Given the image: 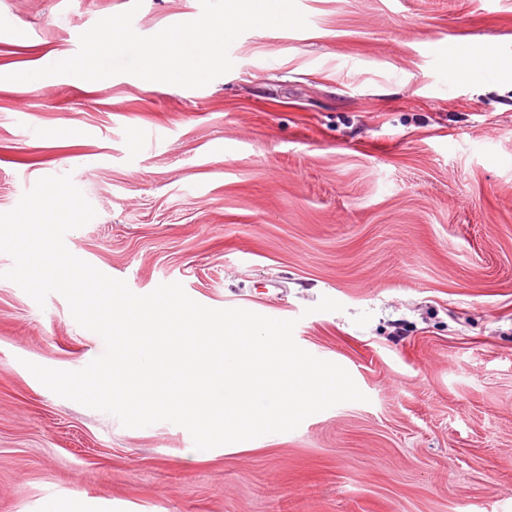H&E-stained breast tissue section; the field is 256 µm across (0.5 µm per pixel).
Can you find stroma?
I'll list each match as a JSON object with an SVG mask.
<instances>
[{"mask_svg":"<svg viewBox=\"0 0 512 512\" xmlns=\"http://www.w3.org/2000/svg\"><path fill=\"white\" fill-rule=\"evenodd\" d=\"M132 0H0V212L71 174L69 251L144 295L293 319L365 394L235 452L128 428L26 362L102 338L0 277V512H512V0H297L200 88L121 74L9 82L73 56ZM143 0L142 36L199 17ZM494 49L460 80L457 48ZM343 306L313 312L321 297Z\"/></svg>","mask_w":512,"mask_h":512,"instance_id":"obj_1","label":"stroma"}]
</instances>
